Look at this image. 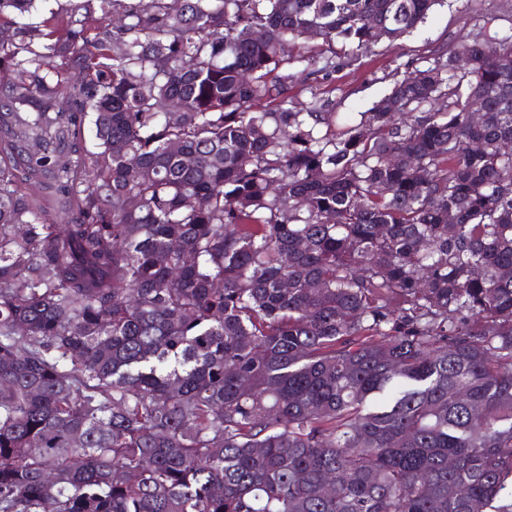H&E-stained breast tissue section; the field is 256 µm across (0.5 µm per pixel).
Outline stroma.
I'll use <instances>...</instances> for the list:
<instances>
[{"label": "stroma", "mask_w": 512, "mask_h": 512, "mask_svg": "<svg viewBox=\"0 0 512 512\" xmlns=\"http://www.w3.org/2000/svg\"><path fill=\"white\" fill-rule=\"evenodd\" d=\"M512 35V0H444L411 33L373 45L349 66L298 85L300 101L328 100L332 111L359 121L362 112L388 94L404 67H422L436 56H454L475 36Z\"/></svg>", "instance_id": "stroma-1"}]
</instances>
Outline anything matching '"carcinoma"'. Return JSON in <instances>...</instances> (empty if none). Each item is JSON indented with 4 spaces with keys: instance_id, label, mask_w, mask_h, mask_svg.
<instances>
[{
    "instance_id": "cac0c4a2",
    "label": "carcinoma",
    "mask_w": 512,
    "mask_h": 512,
    "mask_svg": "<svg viewBox=\"0 0 512 512\" xmlns=\"http://www.w3.org/2000/svg\"><path fill=\"white\" fill-rule=\"evenodd\" d=\"M35 2L0 0V512H512V35L338 134L283 46L341 42L317 75L442 0Z\"/></svg>"
}]
</instances>
